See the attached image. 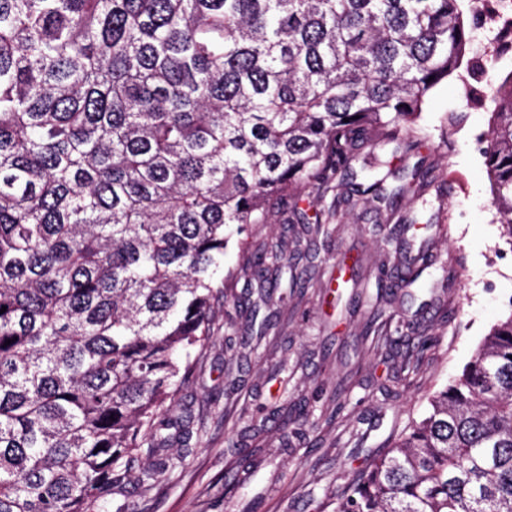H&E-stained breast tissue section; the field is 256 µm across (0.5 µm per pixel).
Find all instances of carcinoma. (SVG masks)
<instances>
[{
  "label": "carcinoma",
  "mask_w": 512,
  "mask_h": 512,
  "mask_svg": "<svg viewBox=\"0 0 512 512\" xmlns=\"http://www.w3.org/2000/svg\"><path fill=\"white\" fill-rule=\"evenodd\" d=\"M465 0H0V512H125L210 335L231 224H268L429 138ZM484 162L512 245V75ZM283 257H249L267 282ZM383 272L422 287L413 262ZM175 433H170V430ZM155 460L141 466L142 457ZM336 512H512V314Z\"/></svg>",
  "instance_id": "1"
}]
</instances>
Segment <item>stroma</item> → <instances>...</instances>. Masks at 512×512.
I'll list each match as a JSON object with an SVG mask.
<instances>
[{"label":"stroma","mask_w":512,"mask_h":512,"mask_svg":"<svg viewBox=\"0 0 512 512\" xmlns=\"http://www.w3.org/2000/svg\"><path fill=\"white\" fill-rule=\"evenodd\" d=\"M510 75L512 58L434 88L418 157L438 178L424 200L392 208L354 195L341 224L319 230L281 206L275 223L232 235L230 299L171 411L191 414L193 437L171 442L168 468L132 489L128 512H336L353 473L461 374L490 328L512 315V245L474 141L491 127L487 78ZM275 249L288 266L268 274L281 283L262 309L271 326L249 339L245 306L261 285L238 268L243 254ZM421 253L434 260L423 273L431 292L387 287L382 265ZM426 336L434 346L407 373ZM274 402L277 422L263 421L259 407ZM244 454L255 474L240 488Z\"/></svg>","instance_id":"obj_1"}]
</instances>
